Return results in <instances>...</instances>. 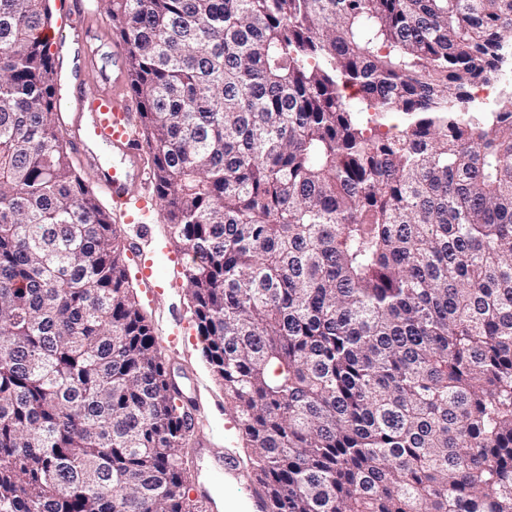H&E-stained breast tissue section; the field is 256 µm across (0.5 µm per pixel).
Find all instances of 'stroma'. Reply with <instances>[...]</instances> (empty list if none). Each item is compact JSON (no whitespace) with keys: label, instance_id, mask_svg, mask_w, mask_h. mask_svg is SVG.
Here are the masks:
<instances>
[{"label":"stroma","instance_id":"1","mask_svg":"<svg viewBox=\"0 0 512 512\" xmlns=\"http://www.w3.org/2000/svg\"><path fill=\"white\" fill-rule=\"evenodd\" d=\"M147 233H139L129 219H121L124 237H139L143 252L159 259L154 272V283L160 292L149 295L147 288L137 286L138 299L151 320L154 333L159 338L166 364L177 379H190L192 396L203 415L210 422L215 443L231 455H239L240 441L224 414V391L216 382L202 353V343L193 322L192 310L183 291L177 265L162 259L161 249L168 246L165 225L159 208H152L146 217ZM179 313L180 322H173L172 313Z\"/></svg>","mask_w":512,"mask_h":512}]
</instances>
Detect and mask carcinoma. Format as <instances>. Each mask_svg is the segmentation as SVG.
I'll return each instance as SVG.
<instances>
[{"label":"carcinoma","instance_id":"carcinoma-1","mask_svg":"<svg viewBox=\"0 0 512 512\" xmlns=\"http://www.w3.org/2000/svg\"><path fill=\"white\" fill-rule=\"evenodd\" d=\"M262 512H512V0H104ZM0 0V512H194L112 212ZM501 53L504 61L498 82L492 85L479 84L474 86L470 93L471 99L468 101L469 105L481 104L488 110L497 94L498 83H512V48L509 46L505 47Z\"/></svg>","mask_w":512,"mask_h":512}]
</instances>
